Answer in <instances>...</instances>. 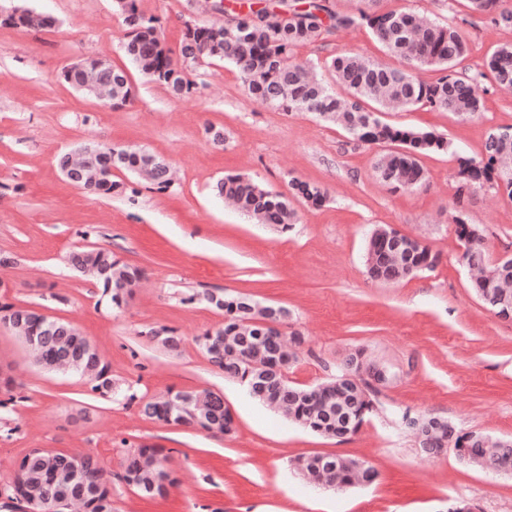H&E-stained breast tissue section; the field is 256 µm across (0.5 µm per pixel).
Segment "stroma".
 <instances>
[{"mask_svg":"<svg viewBox=\"0 0 512 512\" xmlns=\"http://www.w3.org/2000/svg\"><path fill=\"white\" fill-rule=\"evenodd\" d=\"M340 13L360 9L415 11L464 22L470 53L460 68L480 70L512 28L470 14L466 0H331ZM56 18L48 29L0 27V256L14 257L0 278L4 303L42 307L77 326L110 366L116 391L103 395L74 373L48 372L12 330L0 324V364L17 386L0 391V512H15L7 487L31 449L94 453L120 473L142 444L165 449L176 479L168 495L140 497L112 483L114 512H446L464 499L479 512H512V475L458 462L453 451L422 455L398 427L403 412L431 414L457 430L512 437V321L490 312L470 287L455 233L456 156L481 158L490 133L512 131V94L489 93L482 112L460 121L421 108L388 112L387 122L434 129L454 151L423 156L425 188L392 193L374 173L377 151L304 112L283 113L247 97L238 72L215 61L188 72L195 89L176 98L124 53L128 28L113 0H18ZM167 48L178 50L185 22L216 21L188 0H137ZM351 51L384 59L364 28L341 30L298 51L314 62ZM110 60L124 69L131 97L106 107L60 78L68 64ZM224 134L214 145L208 127ZM142 148L174 174L167 191L126 172L118 188L97 196L70 185L58 155L87 142ZM241 173L275 192L293 179L319 184V208L298 205V221L281 232L226 208L213 192L224 175ZM491 257L512 255V200L482 187L466 205ZM388 224L419 238L438 266L398 285L371 282L365 244ZM111 248L140 267L133 299L112 308L101 288L70 271L78 247ZM204 291L243 293L288 310V327L305 342L288 378L313 385L335 374L355 349L387 368L392 381L379 413L350 439L316 435L263 407L213 366L197 336L224 314L187 297ZM175 329L183 342L169 351L151 341V327ZM207 388L233 412L236 430L216 432L166 424L141 414V401L168 391ZM327 453L355 458L378 473L374 483L343 490L311 487L291 466Z\"/></svg>","mask_w":512,"mask_h":512,"instance_id":"obj_1","label":"stroma"}]
</instances>
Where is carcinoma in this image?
I'll list each match as a JSON object with an SVG mask.
<instances>
[{"mask_svg": "<svg viewBox=\"0 0 512 512\" xmlns=\"http://www.w3.org/2000/svg\"><path fill=\"white\" fill-rule=\"evenodd\" d=\"M471 12L487 15L496 26L512 27V4L509 0H467ZM226 17L236 20L230 33L216 38L213 28L193 32L184 30L182 40L192 36L201 41L204 51L201 63L215 60L232 64L240 74L247 94L269 103L280 112H310L320 121L336 125L358 143L380 148L375 166L377 179L392 192H406L422 187L426 182L420 157L429 153H446L447 136L435 130L417 129L390 124L381 114L416 108L448 112L460 119L472 118L482 111L489 89L512 88V44L506 43L485 59L483 69L467 74L458 70L470 51L469 41L453 19L437 20L413 12L338 13L330 0H241L225 3L211 0ZM142 30L132 33L125 51L129 58L152 80L179 92L184 97L191 93L193 83L186 70L197 66L190 61L177 68L166 48L154 21L140 17ZM365 27L385 54L404 61L402 68L370 59L359 54H334L324 62L305 64L295 57L301 47L312 45L340 29ZM432 67L441 72L434 82L419 80L414 71ZM490 80V86L483 80ZM130 87L120 70H115L112 99L127 101ZM151 154L142 150L132 152L121 164L124 171L136 172L147 166ZM455 177L458 205L464 195L471 194L485 184L504 188L512 200V142L492 147L485 143V156L476 160L456 157ZM293 197L312 207H321L327 201L325 191L307 182L292 183ZM216 195L230 201L242 213L257 219L278 231L288 230L296 219L292 201L275 193L245 174L227 175L216 184ZM478 236L464 238L456 232L461 243L459 260L476 272L470 286L476 296L483 292L499 291L512 298V278L502 279L484 246L481 229L474 227ZM84 264L91 268L89 275L103 290L112 306L119 308L128 302L133 290L144 277L142 269L117 259L112 250L101 246H87L77 250ZM440 262L438 254L419 240L406 243V235L393 227L380 224L370 233L366 243V269L377 282L398 283L425 270L434 269ZM111 270L112 282L97 277L95 269ZM270 307L262 306L250 296L236 293L224 295V323L197 338L202 350L216 339L224 338V368L242 384L262 405L285 414L305 429L328 438L344 440L355 434L366 420L379 412L380 388L390 381V373H378V383L363 381L356 386L351 376L362 369L371 372L376 365L367 361L358 350L349 355L355 368L346 366L329 379L313 386H301L288 380V367L294 354L281 348L277 357L279 369L266 358L278 343H284L281 326L286 319L269 314ZM22 315L25 332L23 341L36 351L37 363L45 368L53 366L61 345L44 339L47 325L38 323L31 312L0 307V321L7 323L14 315ZM102 364L100 370L75 367L79 375L91 384L95 392L112 391V376ZM179 392H170L150 399L156 408L154 419L195 427L196 414L206 408L211 414L209 430L224 435L235 432L236 422L231 411L215 401L209 390H193V401L182 410L168 416L167 405ZM495 439L471 448L478 461L495 464L492 448ZM88 467L70 480L68 473L59 474L62 488L72 483L95 488V493L79 505L81 512H112V478L106 476L98 457L85 453ZM163 449L143 444L130 453L122 463V480L138 483L136 492L149 499L165 497L167 487L175 479L166 470ZM331 465L320 463L316 455L297 460L296 468L313 483L322 487H352L374 482L375 469L355 459L331 455ZM42 473L38 467H18L8 486V499L17 495L43 497Z\"/></svg>", "mask_w": 512, "mask_h": 512, "instance_id": "carcinoma-1", "label": "carcinoma"}]
</instances>
